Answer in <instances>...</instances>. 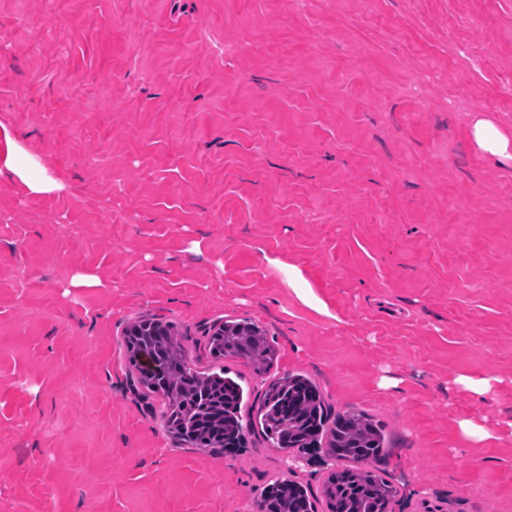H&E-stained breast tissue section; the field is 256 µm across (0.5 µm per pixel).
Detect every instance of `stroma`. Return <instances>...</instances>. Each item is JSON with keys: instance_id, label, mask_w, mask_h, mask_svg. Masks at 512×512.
Segmentation results:
<instances>
[{"instance_id": "obj_1", "label": "stroma", "mask_w": 512, "mask_h": 512, "mask_svg": "<svg viewBox=\"0 0 512 512\" xmlns=\"http://www.w3.org/2000/svg\"><path fill=\"white\" fill-rule=\"evenodd\" d=\"M480 119L512 136V0H0V125L64 186L0 175V512H255L285 474L260 428L167 431L125 364L150 316L245 404L300 373L384 424L391 512H512V162ZM242 318L266 377L209 355ZM473 136L482 150L512 160V137L505 135L492 122L478 120L473 126Z\"/></svg>"}]
</instances>
